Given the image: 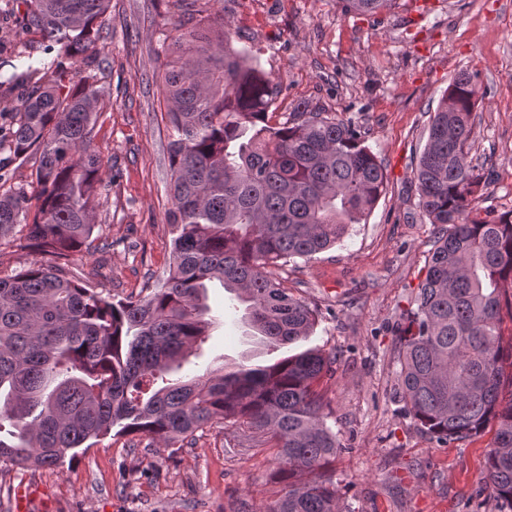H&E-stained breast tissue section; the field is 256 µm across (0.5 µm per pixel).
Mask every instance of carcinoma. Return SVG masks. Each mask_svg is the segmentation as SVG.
Returning a JSON list of instances; mask_svg holds the SVG:
<instances>
[{
    "label": "carcinoma",
    "instance_id": "cac0c4a2",
    "mask_svg": "<svg viewBox=\"0 0 512 512\" xmlns=\"http://www.w3.org/2000/svg\"><path fill=\"white\" fill-rule=\"evenodd\" d=\"M111 2L22 0V28L41 34L42 55L0 74V87L26 89L9 103L13 155L39 156L34 211L24 189L4 188L0 166V239L23 225L30 247L56 260L0 278V468H56L113 430L173 448L224 420L271 443L286 480L271 512H337L343 445L318 391L334 358L308 348L264 366L168 376L204 343L215 280L246 305L269 349L311 336L315 311L269 268L310 259L362 223L386 190V169L355 123L329 112L300 104L269 125L279 84L234 47L230 21L196 9L163 38L175 229L167 276L117 301L67 278L57 261L96 228L94 72ZM346 2L375 17L394 0ZM475 95L472 76L459 72L415 166L417 206L438 233L400 337L397 379L408 413L445 444L496 423L484 482L512 512V393L502 396L512 353L501 345L512 210L475 205L487 181L471 157Z\"/></svg>",
    "mask_w": 512,
    "mask_h": 512
}]
</instances>
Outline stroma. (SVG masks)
<instances>
[{
  "instance_id": "stroma-1",
  "label": "stroma",
  "mask_w": 512,
  "mask_h": 512,
  "mask_svg": "<svg viewBox=\"0 0 512 512\" xmlns=\"http://www.w3.org/2000/svg\"><path fill=\"white\" fill-rule=\"evenodd\" d=\"M17 0H0V56H39L40 34L19 28ZM232 23L233 43L279 82L273 122L301 102L351 119L383 162L388 187L368 220L335 247L278 269L285 288L318 313L310 345L335 355L319 387L322 413L344 445L334 467L341 512H499L480 478L495 424L440 443L404 411L394 359L405 317L425 277L435 228L420 213L412 162L459 71L474 76L471 156L488 181L479 207L512 209V0H395L372 19L345 0H209ZM183 0H112L105 93L93 144L103 159L97 227L65 274L114 299L135 298L163 279L173 228L166 103L156 86L162 33ZM25 230L0 241V277L46 263ZM210 323L199 354L177 373L268 364L243 304L220 284L207 292ZM235 426L214 424L179 448L108 434L55 469L0 472V512L15 491L39 492L33 512H270L284 487L272 449Z\"/></svg>"
}]
</instances>
